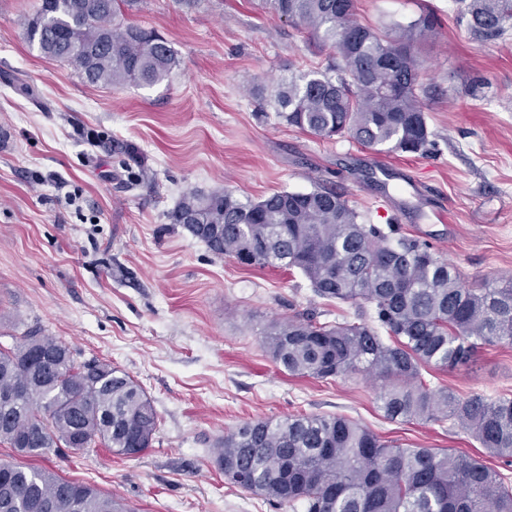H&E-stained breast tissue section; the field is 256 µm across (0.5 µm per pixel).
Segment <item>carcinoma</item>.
<instances>
[{"label":"carcinoma","mask_w":512,"mask_h":512,"mask_svg":"<svg viewBox=\"0 0 512 512\" xmlns=\"http://www.w3.org/2000/svg\"><path fill=\"white\" fill-rule=\"evenodd\" d=\"M127 0H41L27 38L96 86L160 83L179 67L154 31L124 21ZM262 0L280 19L333 52L324 71L278 84L269 104L288 125L322 138L347 136L373 150L422 153L431 144L420 97L416 45L435 28L427 10L381 36L354 18L355 0ZM473 35L493 39L512 23V0H470ZM172 223L217 257L244 266L296 269L328 301H363L357 320L320 323L303 314L275 322L264 339L293 376L384 381L378 399L393 421L464 428L512 463V398L431 388L422 369L467 364L482 345H512V286H465L425 240L389 243L358 223L325 186L260 200L229 191L183 195ZM159 415L127 373L36 331L0 348V442L18 455L99 447L130 457L152 447ZM224 480L303 512H512V485L484 462L448 450L406 448L339 415H290L240 423L215 444ZM0 512H123L95 486L0 463Z\"/></svg>","instance_id":"obj_1"}]
</instances>
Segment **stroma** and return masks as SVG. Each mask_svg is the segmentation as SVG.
Listing matches in <instances>:
<instances>
[{
	"mask_svg": "<svg viewBox=\"0 0 512 512\" xmlns=\"http://www.w3.org/2000/svg\"><path fill=\"white\" fill-rule=\"evenodd\" d=\"M36 3L0 0V342L38 329L77 360L112 363L143 387L160 426L138 458L68 452L30 465L137 512H300L225 484L213 445L242 422L325 414L512 478L453 422L388 420L379 381L283 373L264 345L271 323L297 312L350 320L356 305L320 299L299 272L215 257L170 219L189 192L257 200L320 182L359 223L432 242L464 285L511 283L512 26L483 40L456 0H356L358 21L377 31L424 6L438 21L420 53L432 143L388 157L288 126L255 95L330 63L259 0H129L126 20L162 35L180 66L157 85L114 88L25 40ZM100 135L133 147L149 181L129 184ZM424 376L462 397L512 398V345Z\"/></svg>",
	"mask_w": 512,
	"mask_h": 512,
	"instance_id": "stroma-1",
	"label": "stroma"
}]
</instances>
